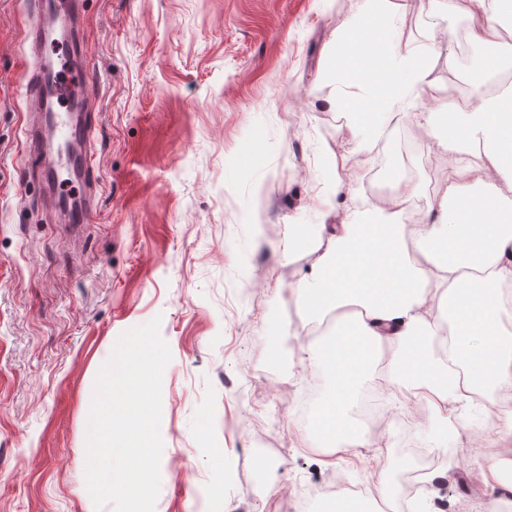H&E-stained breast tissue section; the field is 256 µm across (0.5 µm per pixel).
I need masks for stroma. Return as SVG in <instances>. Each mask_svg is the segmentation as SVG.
<instances>
[{
  "instance_id": "35a3bbf8",
  "label": "stroma",
  "mask_w": 512,
  "mask_h": 512,
  "mask_svg": "<svg viewBox=\"0 0 512 512\" xmlns=\"http://www.w3.org/2000/svg\"><path fill=\"white\" fill-rule=\"evenodd\" d=\"M27 0H0V512H113L85 483L93 387L119 336L160 318L172 359L162 379L160 491L154 512H196L197 491L220 486L207 512L243 493L288 512H324L308 494L333 471L351 484L383 476L401 506L418 463L407 439L438 452L424 478L431 512H478L484 486L460 477L498 445L481 417L438 435L396 403L360 448L326 464L298 420H315L293 335L300 324L279 291L310 271L288 228L334 224L321 199L337 175L327 148L357 151L342 175L365 202L379 156L401 174L398 146L371 142L332 107L336 37L363 0H85L89 68L75 97H91L99 205L67 239L45 216L47 188L26 180L28 106L23 40ZM434 22L424 0L395 11L382 45L409 47ZM398 132L419 143L408 164L411 203L429 209L448 155L414 116ZM288 392H281V384ZM309 401L293 419L290 403Z\"/></svg>"
}]
</instances>
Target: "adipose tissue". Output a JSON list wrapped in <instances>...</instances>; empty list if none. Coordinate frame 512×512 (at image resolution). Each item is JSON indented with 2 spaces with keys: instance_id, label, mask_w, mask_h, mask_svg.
<instances>
[{
  "instance_id": "adipose-tissue-1",
  "label": "adipose tissue",
  "mask_w": 512,
  "mask_h": 512,
  "mask_svg": "<svg viewBox=\"0 0 512 512\" xmlns=\"http://www.w3.org/2000/svg\"><path fill=\"white\" fill-rule=\"evenodd\" d=\"M434 17L464 13L468 37L497 41L496 14L512 0H429ZM392 0H365L364 11L336 40V82L358 102L352 123L385 133L429 98L431 70L409 49L394 62L369 55L384 32ZM460 111L435 99L422 113L437 148L448 153V178L434 207L404 232V188L357 208L355 191L337 181L323 198L337 213L335 233L324 225L304 232L313 256L309 274L282 297L303 328L299 361L329 384L322 409L301 437L341 459L381 442L350 413L362 388L404 385L413 410L443 425L458 424L464 403L481 389L512 397V314L503 289L512 286V223L496 178L512 169V94L488 97L483 79Z\"/></svg>"
}]
</instances>
